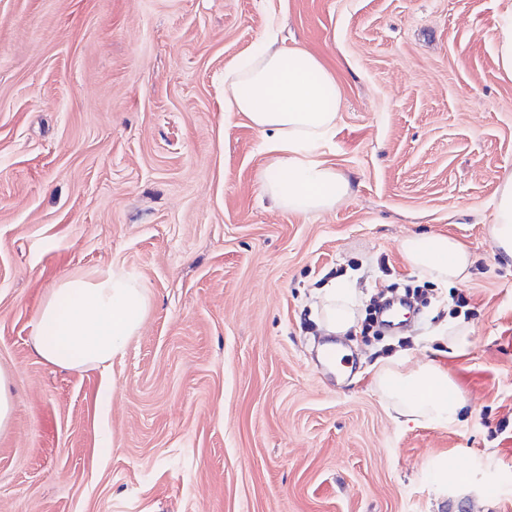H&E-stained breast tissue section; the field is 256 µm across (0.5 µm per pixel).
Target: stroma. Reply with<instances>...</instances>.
<instances>
[{
  "label": "stroma",
  "mask_w": 512,
  "mask_h": 512,
  "mask_svg": "<svg viewBox=\"0 0 512 512\" xmlns=\"http://www.w3.org/2000/svg\"><path fill=\"white\" fill-rule=\"evenodd\" d=\"M506 0H0V512H512V262L489 236L512 175ZM334 75L319 155L352 185L331 211L264 195L266 142L224 76L269 28ZM476 262L433 285L404 237ZM109 266L150 296L123 357L34 351L55 284ZM357 271L356 369L320 365L313 290ZM422 293L380 331L377 292ZM461 315L442 355L436 325ZM441 363L466 400L395 421L377 360ZM492 32L496 63L505 75L512 77V2L495 16Z\"/></svg>",
  "instance_id": "obj_1"
}]
</instances>
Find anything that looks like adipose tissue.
<instances>
[{"label": "adipose tissue", "instance_id": "1", "mask_svg": "<svg viewBox=\"0 0 512 512\" xmlns=\"http://www.w3.org/2000/svg\"><path fill=\"white\" fill-rule=\"evenodd\" d=\"M341 99L333 74L308 50L279 45L269 33L247 66L224 78V109L245 113L265 135L268 168L279 180L265 183L275 207L291 213L323 212L351 193L349 180L315 152L336 133ZM489 234L498 255L512 260V176L500 184ZM406 263L432 283L470 278L474 260L456 239L441 234L405 238ZM316 309L325 335H343L356 325L357 291L347 280H329ZM150 308L145 288L124 270L109 267L59 281L46 296L34 338L37 355L60 366H100L123 353ZM377 384L404 422L439 426L454 421L465 400L443 367L403 356L381 366Z\"/></svg>", "mask_w": 512, "mask_h": 512}]
</instances>
